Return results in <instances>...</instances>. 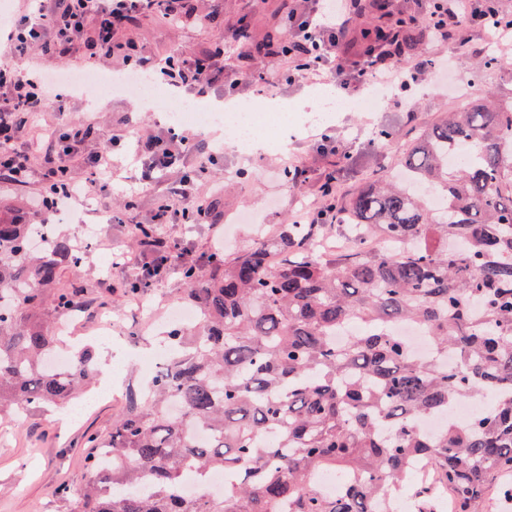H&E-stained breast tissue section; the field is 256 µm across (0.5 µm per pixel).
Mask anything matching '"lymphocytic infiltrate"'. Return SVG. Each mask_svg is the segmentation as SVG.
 Masks as SVG:
<instances>
[{"mask_svg":"<svg viewBox=\"0 0 512 512\" xmlns=\"http://www.w3.org/2000/svg\"><path fill=\"white\" fill-rule=\"evenodd\" d=\"M25 2L26 9L15 16L13 26L0 30V45L6 49L31 50L48 37L74 47L87 29L92 28L96 31L99 52L107 55L124 49L125 44L118 34L134 12H154L170 21L177 20L179 14L176 0H70L69 6L60 13L48 10L46 0ZM427 2L418 19L431 39L448 40L449 30L463 32L472 25L483 31L492 27L499 31L504 42L501 59H512V22H500L496 0ZM355 4L356 0H288L283 27L289 32V43L296 46L295 51L287 55L293 81L308 82L329 74L348 92L363 89L374 78L404 92L419 84L427 66L418 59L383 52L344 60L342 47L356 20ZM134 70L138 73L152 71L160 82L199 95L205 94L215 81L214 70H201L198 61L178 54L168 55L153 65L137 61ZM51 103L52 91L42 81L24 77L12 68L0 67L1 182L23 185L31 176L28 156L12 146L16 129L10 121L11 114L44 112ZM88 128V123L81 121L63 123L56 130L45 174L47 191L39 200L40 206L58 213L81 200L84 185H91L99 193L107 190L111 182L112 147L107 144L92 152L84 151ZM187 143L184 137L177 141L158 135L139 137L135 155L142 164L143 184H150L157 174L176 172L180 148ZM77 159L82 160L90 173L87 182L70 176V166ZM198 207L194 179L185 172L181 174L179 190L158 205L153 221L182 224L187 213Z\"/></svg>","mask_w":512,"mask_h":512,"instance_id":"f902f5d3","label":"lymphocytic infiltrate"}]
</instances>
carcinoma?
I'll return each instance as SVG.
<instances>
[{"label":"carcinoma","instance_id":"1","mask_svg":"<svg viewBox=\"0 0 512 512\" xmlns=\"http://www.w3.org/2000/svg\"><path fill=\"white\" fill-rule=\"evenodd\" d=\"M379 40L363 28L358 52ZM402 40L409 53L429 36L411 20ZM397 168L336 195L346 247L319 249L322 224H286L180 270L203 324L168 332L163 345L180 353L107 436L87 437L96 452L76 512H390L421 461L454 512H475L512 473V106L466 102L420 129ZM81 261L48 219L21 224L0 209L1 413L66 408L97 373L87 351L49 368L54 317L79 302L60 273ZM116 280L122 293L150 287ZM400 322L426 331L431 356L409 353ZM348 325L358 332L336 341ZM489 390L470 422L434 438L417 430ZM189 465L203 482L215 470L234 481L186 498ZM323 471L344 475L339 494L316 485ZM415 496L433 512L429 487Z\"/></svg>","mask_w":512,"mask_h":512}]
</instances>
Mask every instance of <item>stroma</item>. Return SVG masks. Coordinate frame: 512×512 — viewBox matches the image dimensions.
Wrapping results in <instances>:
<instances>
[{"instance_id":"1","label":"stroma","mask_w":512,"mask_h":512,"mask_svg":"<svg viewBox=\"0 0 512 512\" xmlns=\"http://www.w3.org/2000/svg\"><path fill=\"white\" fill-rule=\"evenodd\" d=\"M283 8L282 0H183L180 20L168 24L137 13L126 25L127 36L141 56L152 59L166 53L207 58L219 47L223 55L214 58L216 66L232 69L255 62V44L276 43L284 38L280 26ZM484 41L480 30L470 29L453 49L429 42L416 49L414 56L437 63L443 55H451L453 72L469 97L490 94L497 101L511 102L512 65L485 67ZM88 60L89 53L83 49L66 53L58 47L49 51L42 46L36 53L18 52L9 58L24 74L37 70L49 74ZM60 97L71 120L95 123L96 134L87 144L91 150L113 138L132 144L146 130L165 138L188 137L201 146V152L210 151L214 142L224 138L223 127L204 130L174 126L163 115L145 111L139 103L124 97L110 98L94 109L68 91H61ZM459 105L453 85L433 86L427 95H414L409 110L392 100L382 102L374 112H338L328 121L303 122L293 139L285 143L270 139L267 152L260 155L230 150L217 154L215 162L206 166L201 153L184 154L183 171L196 173L200 179V204L215 210L216 215L203 224L165 225V236L180 243L193 260L210 254L218 244L228 252L247 248L257 238L271 236L280 225L291 223L294 212L307 198L308 186L294 187L285 178L289 162L300 163L314 179L325 169L337 168L340 189L354 191L366 179L384 175L395 166L412 131ZM57 121V113L43 112L33 125L18 133V149H26L37 137L42 144L31 156L29 184L0 182V198L30 209L44 185V156L50 150L48 137ZM321 132L335 136L339 155L317 154L314 136ZM139 179V166L125 152H116L108 193L85 210V222L99 227L97 238L87 242L78 239L76 227L65 222L57 226L59 232L75 237L83 253L82 264L64 268L61 276L63 285L82 290L80 317L72 340L94 346L99 362L114 366L108 382L130 393L143 386L142 361L155 354L158 345L150 323L144 320L145 311H152L155 320H163L169 305L181 302L183 297L181 278L172 272L143 295L118 298L110 304L104 301L107 290L103 282L111 272L103 253L109 251L117 257L139 250L132 227L149 223L157 199L170 195L178 185L177 174L157 176L152 185L141 189L136 208L125 209L126 194L140 188ZM103 313L116 322L108 344L100 343L95 334L96 321ZM104 382L96 378L68 408H30L0 435V512H74L88 479L84 436L109 431L126 406L125 400L100 396ZM63 487L68 489V497H61L59 490Z\"/></svg>"}]
</instances>
